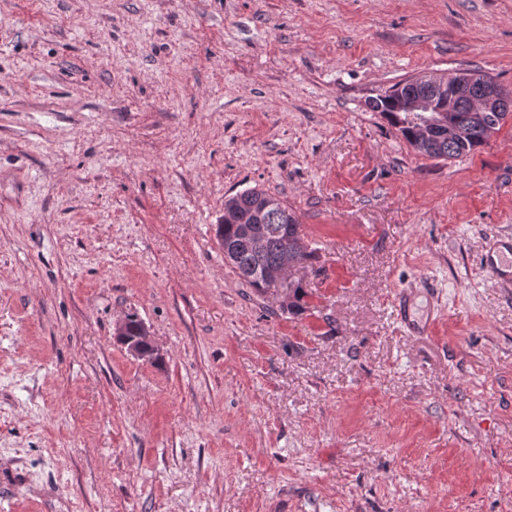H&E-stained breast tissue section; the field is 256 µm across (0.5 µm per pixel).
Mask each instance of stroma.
Masks as SVG:
<instances>
[{"label": "stroma", "instance_id": "obj_1", "mask_svg": "<svg viewBox=\"0 0 512 512\" xmlns=\"http://www.w3.org/2000/svg\"><path fill=\"white\" fill-rule=\"evenodd\" d=\"M474 68L512 0H0V512H512V119L440 160L368 106ZM253 187L305 311L224 260ZM128 319L131 321V324L140 326L142 324L138 319H136L133 316L128 317ZM125 319L116 324L115 327V336H118L119 338L123 339L125 341V345H127V348L131 353L134 355L140 357L142 355L141 350L143 343H147L150 347H152L151 342L149 340V334L145 327H142L140 331V335L136 338H133L132 340L127 339L128 335V327H129V320ZM153 348V347H152Z\"/></svg>", "mask_w": 512, "mask_h": 512}]
</instances>
